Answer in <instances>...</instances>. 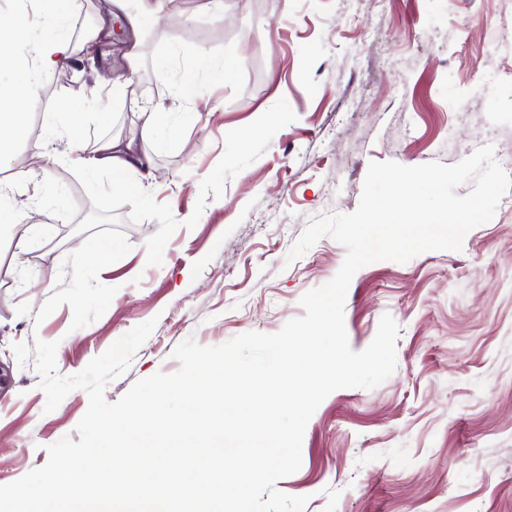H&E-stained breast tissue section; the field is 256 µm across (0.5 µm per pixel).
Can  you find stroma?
Returning <instances> with one entry per match:
<instances>
[{"label":"stroma","instance_id":"obj_1","mask_svg":"<svg viewBox=\"0 0 512 512\" xmlns=\"http://www.w3.org/2000/svg\"><path fill=\"white\" fill-rule=\"evenodd\" d=\"M135 40L136 96L163 106L172 128L140 145L158 179L148 191L48 161L68 149L47 136L68 110L89 147L139 130L128 98L89 68L39 75V99L13 107L21 134L0 156V181L40 230L23 252L0 244V485L44 466L47 445L74 435L88 407L76 390L44 413L35 340L57 342L56 372L69 376L156 319L105 389L117 401L175 372L187 339L214 346L303 316L301 297L346 249L324 237L286 257L311 221L357 209L370 162L452 165L488 142L512 174V0H224L220 12L162 0L138 32L113 18L98 70H126ZM225 61L227 81L202 78ZM190 71L187 103L177 89ZM386 313L395 372L372 390L332 392L278 489L308 496L305 512H512V191L461 250L358 270L344 309L353 350Z\"/></svg>","mask_w":512,"mask_h":512}]
</instances>
